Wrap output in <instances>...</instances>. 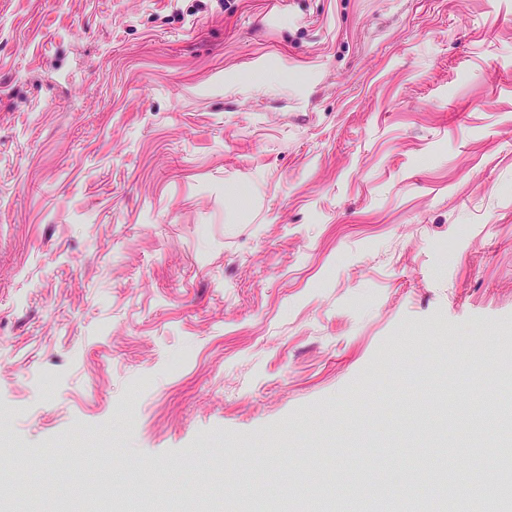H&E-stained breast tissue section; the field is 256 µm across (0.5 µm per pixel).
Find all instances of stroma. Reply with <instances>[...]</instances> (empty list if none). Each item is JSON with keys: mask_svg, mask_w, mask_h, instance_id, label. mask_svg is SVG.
Returning <instances> with one entry per match:
<instances>
[{"mask_svg": "<svg viewBox=\"0 0 512 512\" xmlns=\"http://www.w3.org/2000/svg\"><path fill=\"white\" fill-rule=\"evenodd\" d=\"M509 360L512 0H0L11 512L431 499ZM96 485L86 483H76L67 486L56 498V512H74L77 510L76 504L81 498L82 489H93Z\"/></svg>", "mask_w": 512, "mask_h": 512, "instance_id": "stroma-1", "label": "stroma"}]
</instances>
